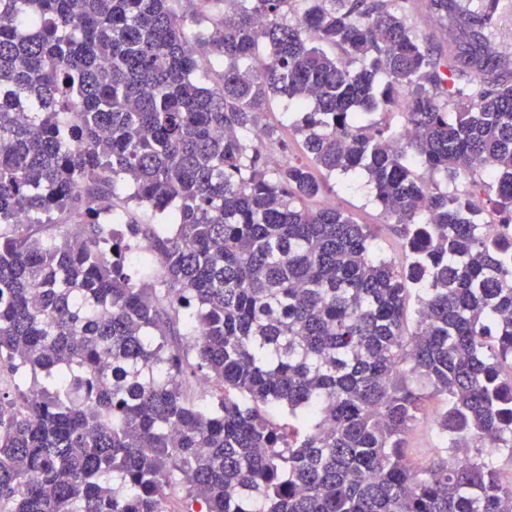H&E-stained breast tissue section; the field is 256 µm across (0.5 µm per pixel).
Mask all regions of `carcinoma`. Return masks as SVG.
I'll list each match as a JSON object with an SVG mask.
<instances>
[{
    "label": "carcinoma",
    "instance_id": "obj_1",
    "mask_svg": "<svg viewBox=\"0 0 512 512\" xmlns=\"http://www.w3.org/2000/svg\"><path fill=\"white\" fill-rule=\"evenodd\" d=\"M171 2L0 0V512H512L500 0H428L449 52L405 0H234L191 38L226 0ZM275 96L307 163L268 162ZM322 172L368 176L404 264ZM407 10L412 23L417 30L433 38L434 43L440 48L447 50L456 46L460 39V30L448 20L441 21L426 6L424 0H411L407 2ZM437 426L432 417L421 419L414 427L409 439V448H417L414 456L418 462H425L434 457L441 447Z\"/></svg>",
    "mask_w": 512,
    "mask_h": 512
}]
</instances>
